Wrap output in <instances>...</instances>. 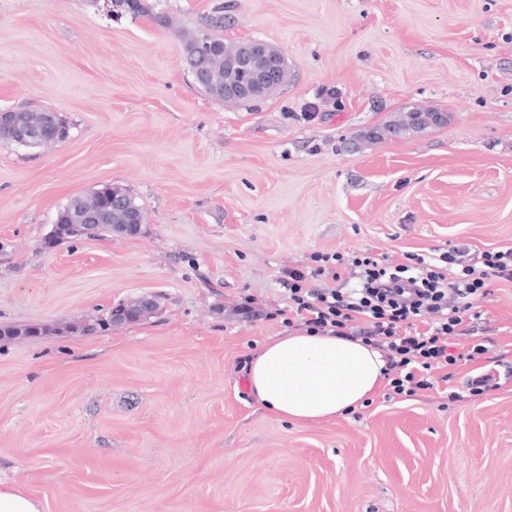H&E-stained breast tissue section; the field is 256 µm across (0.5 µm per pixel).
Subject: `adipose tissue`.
Here are the masks:
<instances>
[{
	"label": "adipose tissue",
	"instance_id": "adipose-tissue-1",
	"mask_svg": "<svg viewBox=\"0 0 512 512\" xmlns=\"http://www.w3.org/2000/svg\"><path fill=\"white\" fill-rule=\"evenodd\" d=\"M382 353L353 337L293 332L263 344L247 368L255 402L294 423L333 421L385 385Z\"/></svg>",
	"mask_w": 512,
	"mask_h": 512
}]
</instances>
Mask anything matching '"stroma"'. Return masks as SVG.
<instances>
[{
  "mask_svg": "<svg viewBox=\"0 0 512 512\" xmlns=\"http://www.w3.org/2000/svg\"><path fill=\"white\" fill-rule=\"evenodd\" d=\"M148 3L0 0V111L70 126L0 143V476L45 512H512L511 284L480 304L501 377L482 395L463 367L447 392L296 425L245 378L318 255L512 246V0ZM219 4L225 42L286 54L272 97L228 103L187 72ZM413 108L448 123L386 132ZM105 185L139 234L46 246ZM145 296L150 314L86 331ZM102 199L109 204L106 210L112 211V220H117L122 209L128 208L136 214L142 216L143 212L136 203L135 198L119 187H103L91 192L88 195L77 196L72 198L57 214L54 234L57 240L69 239L74 234V216L82 209H88L90 206ZM103 209H88L81 224V233L77 237L84 236L93 231L98 225L100 218L106 212Z\"/></svg>",
  "mask_w": 512,
  "mask_h": 512,
  "instance_id": "obj_1",
  "label": "stroma"
}]
</instances>
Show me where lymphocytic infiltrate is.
<instances>
[{
	"label": "lymphocytic infiltrate",
	"mask_w": 512,
	"mask_h": 512,
	"mask_svg": "<svg viewBox=\"0 0 512 512\" xmlns=\"http://www.w3.org/2000/svg\"><path fill=\"white\" fill-rule=\"evenodd\" d=\"M325 275L343 274L323 266L289 272L283 324L372 345L387 361L390 395L412 397L438 389L488 354L473 337V322L490 283H512V247L476 254L453 246L435 257L411 253L399 264L366 253L345 274L354 281L350 288L313 286Z\"/></svg>",
	"instance_id": "f902f5d3"
}]
</instances>
